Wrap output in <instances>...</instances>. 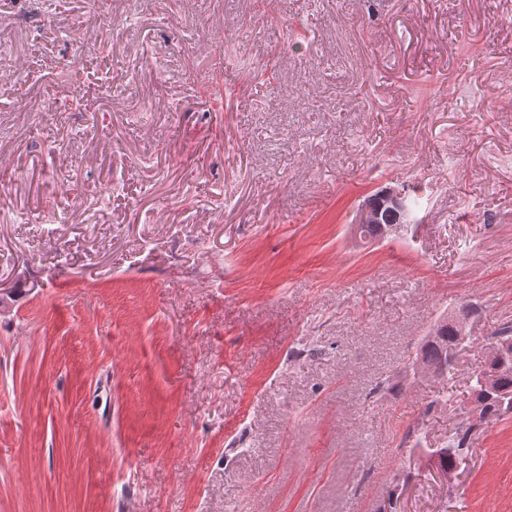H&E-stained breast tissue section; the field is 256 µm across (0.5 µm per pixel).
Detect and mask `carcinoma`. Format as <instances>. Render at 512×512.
Masks as SVG:
<instances>
[{"label": "carcinoma", "instance_id": "obj_1", "mask_svg": "<svg viewBox=\"0 0 512 512\" xmlns=\"http://www.w3.org/2000/svg\"><path fill=\"white\" fill-rule=\"evenodd\" d=\"M458 338L457 330L447 326L442 336H429L422 342L416 359L423 364L435 368L438 373H446L452 369L454 357L453 346ZM496 348L486 362L485 373L497 375L498 393L490 394L482 389L479 378H474L473 391L476 396L481 417L497 418L512 412V323L504 322L493 333ZM470 430H460L448 441V445L438 450L440 466L451 471L464 461L462 450L469 445Z\"/></svg>", "mask_w": 512, "mask_h": 512}]
</instances>
